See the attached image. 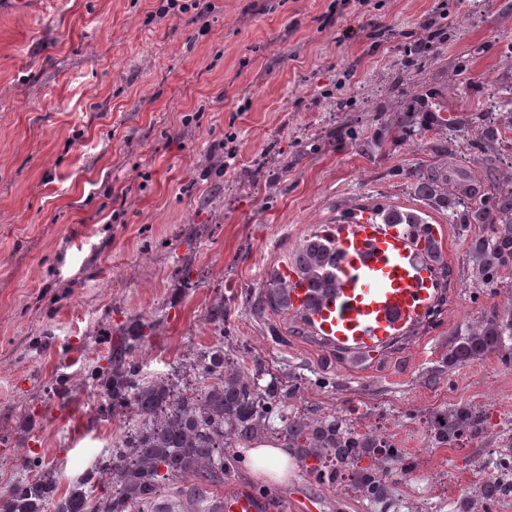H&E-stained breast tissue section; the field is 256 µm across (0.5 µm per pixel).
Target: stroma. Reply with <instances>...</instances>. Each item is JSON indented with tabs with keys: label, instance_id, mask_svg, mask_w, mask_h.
<instances>
[{
	"label": "stroma",
	"instance_id": "1",
	"mask_svg": "<svg viewBox=\"0 0 512 512\" xmlns=\"http://www.w3.org/2000/svg\"><path fill=\"white\" fill-rule=\"evenodd\" d=\"M210 2L198 20L165 0H0V489L29 478L24 455L64 489L99 465L121 422L81 380L139 318L154 326L133 352L144 377L181 379L187 349L230 336L245 367L297 386L298 407L388 436L403 452L398 497L430 512L482 481L474 461L512 420V358L449 373L441 362L512 292L473 277L480 226L462 231L415 194L439 164L432 132L406 137L380 115L420 49L407 93L445 107L462 167L494 195L471 159L488 98L512 145V0ZM379 206L445 225L448 283L414 337L360 363L271 308L266 290L315 225ZM457 403L483 406L487 431L437 445L426 419ZM224 456L223 483L195 497L185 481L135 512H203L241 488L369 512L302 464L279 485L250 478L242 449Z\"/></svg>",
	"mask_w": 512,
	"mask_h": 512
}]
</instances>
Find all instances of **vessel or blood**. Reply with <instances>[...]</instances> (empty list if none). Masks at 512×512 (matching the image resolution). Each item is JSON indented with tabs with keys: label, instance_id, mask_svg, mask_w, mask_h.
I'll list each match as a JSON object with an SVG mask.
<instances>
[{
	"label": "vessel or blood",
	"instance_id": "b4317fda",
	"mask_svg": "<svg viewBox=\"0 0 512 512\" xmlns=\"http://www.w3.org/2000/svg\"><path fill=\"white\" fill-rule=\"evenodd\" d=\"M327 248L320 274H302L294 258L274 271L286 284L285 303L303 326L330 347L356 358L376 356L431 317L443 288L432 254L444 241L434 224H392L358 209L319 226ZM209 512H280L274 493L239 490L215 498Z\"/></svg>",
	"mask_w": 512,
	"mask_h": 512
}]
</instances>
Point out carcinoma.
Returning <instances> with one entry per match:
<instances>
[{"label": "carcinoma", "instance_id": "1", "mask_svg": "<svg viewBox=\"0 0 512 512\" xmlns=\"http://www.w3.org/2000/svg\"><path fill=\"white\" fill-rule=\"evenodd\" d=\"M416 123L424 131L448 128L447 120L430 106L421 116L398 111L390 126L406 130ZM502 148L494 127L481 133L477 149L486 164L494 165ZM431 149L443 163L418 179V194L449 211L453 223L465 230L471 224L484 225L486 232L470 244L478 281L509 287L501 272L512 269V167L496 173L504 186L486 199L466 179L450 178L448 165L455 160L450 139H433ZM143 328L135 320L122 330L108 366H97L88 375L91 385L112 391V408L131 411L116 444L125 456L99 471L105 476V491L92 497L95 473L89 472L62 492L54 471L34 457L28 464L40 469L39 474L1 489L0 512H132L170 484L194 479L201 490L221 482L224 449L270 438L295 449L306 472L331 485L337 483L339 472H347L349 489L367 500L374 512L399 510L387 482L391 455L376 456V449L393 444L372 432H357L344 415L289 409L295 390H283L273 377L261 384V372L241 367L224 351L222 339L185 358L186 372L194 376L199 395L177 394L168 378H143L132 359ZM510 340L511 302L456 337L443 364L452 370L490 353L511 356L512 348L506 345ZM428 426L437 444L455 445L487 431V416L476 407L450 405L433 412ZM510 498L512 480L489 479L480 495L461 499L456 512H490V506Z\"/></svg>", "mask_w": 512, "mask_h": 512}]
</instances>
